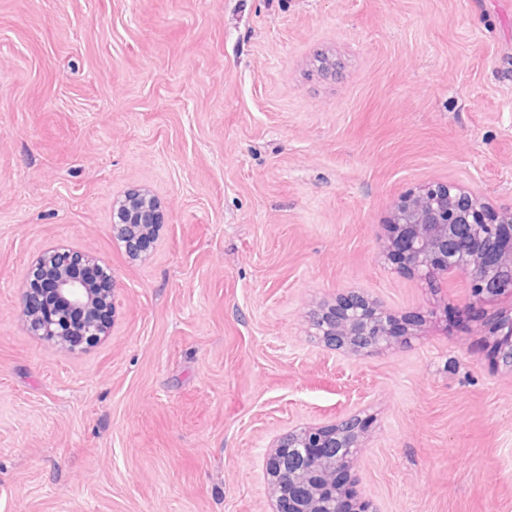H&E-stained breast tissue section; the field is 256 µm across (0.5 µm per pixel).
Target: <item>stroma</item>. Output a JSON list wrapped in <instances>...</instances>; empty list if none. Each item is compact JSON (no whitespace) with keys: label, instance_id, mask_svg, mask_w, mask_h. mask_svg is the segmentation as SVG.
<instances>
[{"label":"stroma","instance_id":"35a3bbf8","mask_svg":"<svg viewBox=\"0 0 512 512\" xmlns=\"http://www.w3.org/2000/svg\"><path fill=\"white\" fill-rule=\"evenodd\" d=\"M512 205V0H0V512H270L266 453L359 414L375 512H512L497 304L386 260L400 196ZM133 188L164 220L112 239ZM59 243L110 264L107 336H32ZM348 289L420 335L329 350ZM157 224H162L161 213L156 197L148 190H133L112 204L110 232L130 258L137 259L148 250Z\"/></svg>","mask_w":512,"mask_h":512}]
</instances>
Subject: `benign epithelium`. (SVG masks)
Instances as JSON below:
<instances>
[{
	"mask_svg": "<svg viewBox=\"0 0 512 512\" xmlns=\"http://www.w3.org/2000/svg\"><path fill=\"white\" fill-rule=\"evenodd\" d=\"M160 223L157 199L145 189L133 190L112 204L111 235L133 259L148 250ZM384 252L432 284L450 271L465 272L473 303H512V206L492 209L475 192L453 182L428 183L398 201ZM34 276L39 287L25 289L20 298L21 315L32 335L76 351L85 339L93 343L106 334L108 325L97 312L113 307L111 266L85 251L57 246L38 256L29 273ZM46 294L66 301L55 316L42 313ZM394 322L393 315L363 293L346 290L335 303L314 312L310 326L311 335L326 347L360 355L401 343L420 327L414 319L397 330ZM492 338L503 365L512 370L511 314L496 323ZM361 433L362 419L353 415L282 435L266 457L273 512H372L371 504L356 497L351 486ZM320 463L328 466V483L317 491L314 467Z\"/></svg>",
	"mask_w": 512,
	"mask_h": 512,
	"instance_id": "benign-epithelium-1",
	"label": "benign epithelium"
}]
</instances>
